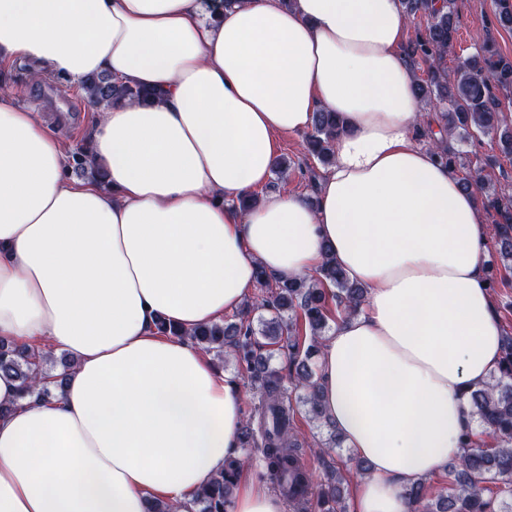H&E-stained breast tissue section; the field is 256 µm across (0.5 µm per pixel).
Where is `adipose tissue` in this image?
Wrapping results in <instances>:
<instances>
[{"label":"adipose tissue","instance_id":"obj_1","mask_svg":"<svg viewBox=\"0 0 512 512\" xmlns=\"http://www.w3.org/2000/svg\"><path fill=\"white\" fill-rule=\"evenodd\" d=\"M400 0H0V61L156 91L99 111L91 164L0 85V339L74 358L63 393L0 377V512H186L223 471L240 381L158 332L222 321L259 271L282 281L332 253L366 301L318 354L321 406L370 469L352 512H409L406 486L461 454L471 389L502 360L488 234L419 124ZM343 128L315 202L240 197L270 177L274 138L317 110ZM231 512H287L257 475Z\"/></svg>","mask_w":512,"mask_h":512}]
</instances>
